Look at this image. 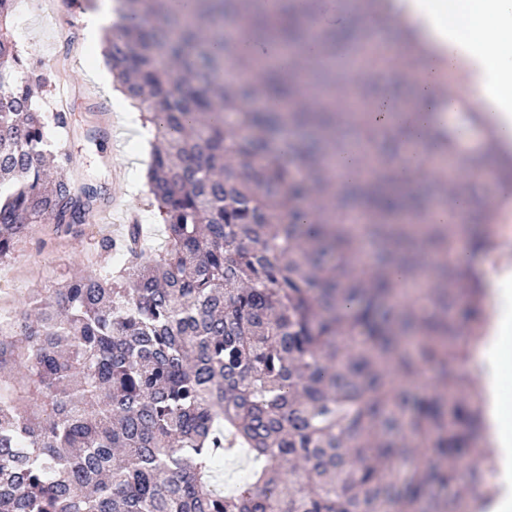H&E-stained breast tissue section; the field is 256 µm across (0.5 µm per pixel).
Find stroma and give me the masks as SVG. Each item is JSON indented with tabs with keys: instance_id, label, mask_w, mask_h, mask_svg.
Segmentation results:
<instances>
[{
	"instance_id": "stroma-1",
	"label": "stroma",
	"mask_w": 512,
	"mask_h": 512,
	"mask_svg": "<svg viewBox=\"0 0 512 512\" xmlns=\"http://www.w3.org/2000/svg\"><path fill=\"white\" fill-rule=\"evenodd\" d=\"M27 19L13 18L20 57L34 62L53 78L68 80V127L56 147L66 155L50 163L52 174L77 184L102 183L108 193L98 206V220L76 234L57 231L54 225H36L0 263V312L27 309L34 293L60 287L76 273L98 271L103 263L121 265L122 250L104 253L101 239L121 242L126 224L144 225L155 243H162V226L151 205L146 168L140 151L131 143L138 127L114 105L109 88L95 76V66L83 52L86 35L83 12L69 0H34Z\"/></svg>"
}]
</instances>
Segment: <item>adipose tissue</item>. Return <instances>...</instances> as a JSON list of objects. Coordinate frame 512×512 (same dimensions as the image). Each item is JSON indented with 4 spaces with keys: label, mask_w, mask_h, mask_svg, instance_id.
Returning <instances> with one entry per match:
<instances>
[{
    "label": "adipose tissue",
    "mask_w": 512,
    "mask_h": 512,
    "mask_svg": "<svg viewBox=\"0 0 512 512\" xmlns=\"http://www.w3.org/2000/svg\"><path fill=\"white\" fill-rule=\"evenodd\" d=\"M462 7L473 22L465 36L444 24L447 0H410L405 10L395 12L394 21L399 28L416 29L445 66L480 69L475 90L486 101L483 125L496 149L512 153V56L501 55L499 47L501 37L512 36V0H462ZM439 79L436 67L422 70L414 90L424 101L418 112L399 111L392 84L380 83L370 109L372 122L407 129L421 141L435 128L446 127L448 111H462L464 103L456 98L446 105L429 102V90ZM483 280L485 320L471 348L484 397L480 445L498 454L496 477L503 491L491 512H512V403L501 392L498 371L500 362L512 356V265L485 270Z\"/></svg>",
    "instance_id": "ef3b65f1"
}]
</instances>
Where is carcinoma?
Here are the masks:
<instances>
[{
  "mask_svg": "<svg viewBox=\"0 0 512 512\" xmlns=\"http://www.w3.org/2000/svg\"><path fill=\"white\" fill-rule=\"evenodd\" d=\"M14 2L0 0V261L36 224L90 223L106 195L44 178L49 124L68 116L33 101L49 78L20 58ZM259 2L118 0L107 56L163 141L148 186L165 244L130 224L126 265L0 313V385L20 364L37 393H0V512H460L468 496L489 512L481 388L460 367L480 276L452 225L428 221L434 200L468 194L485 224L509 204L480 178L489 145L430 135L405 192L410 136L368 120L374 65L336 68L373 56L368 29L314 38L322 0ZM386 2L365 0L381 26ZM239 21L285 52L243 54L224 38ZM406 44L401 93L426 60ZM354 152L366 177L336 185L333 159ZM235 448L265 465L224 493L209 473Z\"/></svg>",
  "mask_w": 512,
  "mask_h": 512,
  "instance_id": "1",
  "label": "carcinoma"
}]
</instances>
